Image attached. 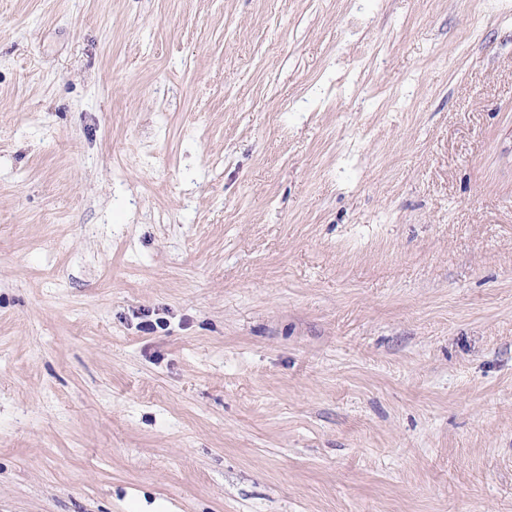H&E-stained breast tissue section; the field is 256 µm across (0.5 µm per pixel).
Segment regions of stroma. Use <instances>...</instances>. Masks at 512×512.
<instances>
[{
  "instance_id": "1",
  "label": "stroma",
  "mask_w": 512,
  "mask_h": 512,
  "mask_svg": "<svg viewBox=\"0 0 512 512\" xmlns=\"http://www.w3.org/2000/svg\"><path fill=\"white\" fill-rule=\"evenodd\" d=\"M0 512H512V0H0Z\"/></svg>"
}]
</instances>
